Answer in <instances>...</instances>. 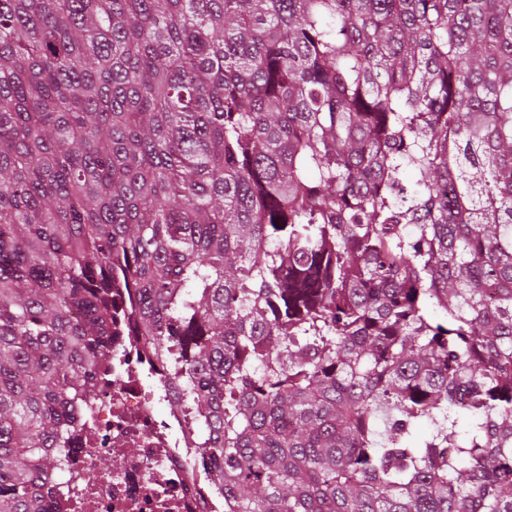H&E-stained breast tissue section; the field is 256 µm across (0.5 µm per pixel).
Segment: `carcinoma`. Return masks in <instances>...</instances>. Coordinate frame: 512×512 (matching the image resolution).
<instances>
[{"mask_svg":"<svg viewBox=\"0 0 512 512\" xmlns=\"http://www.w3.org/2000/svg\"><path fill=\"white\" fill-rule=\"evenodd\" d=\"M125 297L224 512H512V0H0V512Z\"/></svg>","mask_w":512,"mask_h":512,"instance_id":"cac0c4a2","label":"carcinoma"}]
</instances>
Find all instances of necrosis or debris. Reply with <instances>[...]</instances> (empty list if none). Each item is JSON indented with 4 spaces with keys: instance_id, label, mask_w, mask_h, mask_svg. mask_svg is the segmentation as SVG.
<instances>
[{
    "instance_id": "1",
    "label": "necrosis or debris",
    "mask_w": 512,
    "mask_h": 512,
    "mask_svg": "<svg viewBox=\"0 0 512 512\" xmlns=\"http://www.w3.org/2000/svg\"><path fill=\"white\" fill-rule=\"evenodd\" d=\"M100 446L102 470L89 454ZM195 448L160 358L139 337H114L101 390L47 483L52 512H224Z\"/></svg>"
}]
</instances>
